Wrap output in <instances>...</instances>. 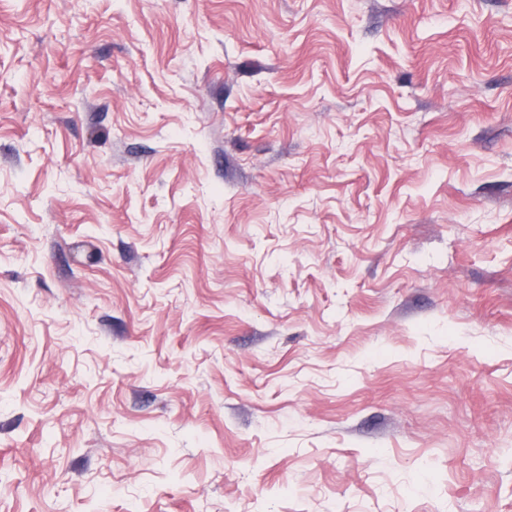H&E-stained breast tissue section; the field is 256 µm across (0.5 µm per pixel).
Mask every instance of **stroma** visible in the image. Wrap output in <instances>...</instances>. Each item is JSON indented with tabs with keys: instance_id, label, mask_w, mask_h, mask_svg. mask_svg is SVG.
<instances>
[{
	"instance_id": "stroma-1",
	"label": "stroma",
	"mask_w": 512,
	"mask_h": 512,
	"mask_svg": "<svg viewBox=\"0 0 512 512\" xmlns=\"http://www.w3.org/2000/svg\"><path fill=\"white\" fill-rule=\"evenodd\" d=\"M0 512H512V0H0Z\"/></svg>"
}]
</instances>
